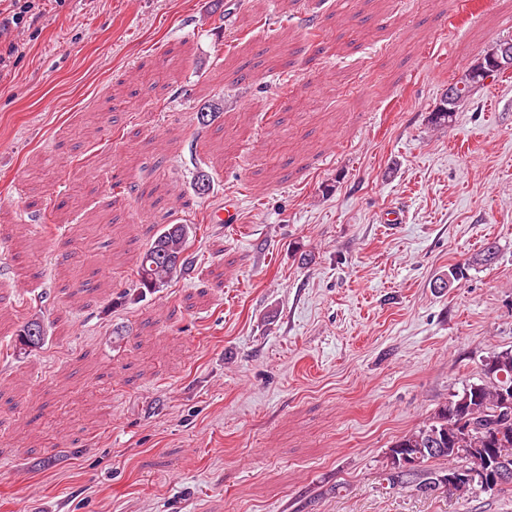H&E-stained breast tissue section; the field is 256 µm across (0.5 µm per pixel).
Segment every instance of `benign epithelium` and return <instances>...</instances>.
I'll use <instances>...</instances> for the list:
<instances>
[{
  "label": "benign epithelium",
  "instance_id": "1",
  "mask_svg": "<svg viewBox=\"0 0 512 512\" xmlns=\"http://www.w3.org/2000/svg\"><path fill=\"white\" fill-rule=\"evenodd\" d=\"M512 70V37L502 39L482 53L469 68L448 82V89L441 98L440 111L455 115L467 97L460 93L464 86H481L489 76ZM512 480V466L505 458L494 457L480 469H465L448 475V486L480 484L485 490H494Z\"/></svg>",
  "mask_w": 512,
  "mask_h": 512
}]
</instances>
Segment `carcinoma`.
I'll return each instance as SVG.
<instances>
[{
  "label": "carcinoma",
  "instance_id": "cac0c4a2",
  "mask_svg": "<svg viewBox=\"0 0 512 512\" xmlns=\"http://www.w3.org/2000/svg\"><path fill=\"white\" fill-rule=\"evenodd\" d=\"M199 230L196 224H165L151 237L140 253L134 276L140 294L154 293L177 271L190 263L189 249ZM498 256V247L487 242L468 265H490ZM485 379L467 383L462 392L452 396L435 413L434 420L402 436L390 453L403 448L420 454L416 471L400 482L415 484L430 494L436 491L443 471L427 469L422 464L431 459L448 461L455 468L461 460L472 468L485 461L484 454L512 459V350L494 352L484 363Z\"/></svg>",
  "mask_w": 512,
  "mask_h": 512
}]
</instances>
